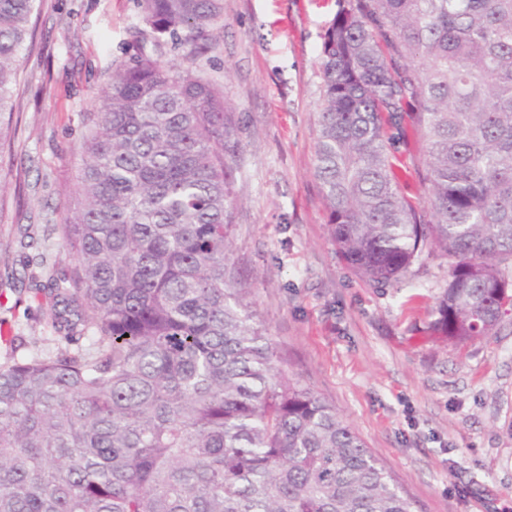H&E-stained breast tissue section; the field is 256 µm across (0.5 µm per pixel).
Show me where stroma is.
Returning a JSON list of instances; mask_svg holds the SVG:
<instances>
[{"instance_id":"stroma-1","label":"stroma","mask_w":512,"mask_h":512,"mask_svg":"<svg viewBox=\"0 0 512 512\" xmlns=\"http://www.w3.org/2000/svg\"><path fill=\"white\" fill-rule=\"evenodd\" d=\"M336 0H224L208 50L153 32L138 0H37L21 53L11 140L0 149V364L64 350L23 264L18 229L56 224L76 185L84 118L116 64L143 52L201 71L232 108L229 259L288 378L332 404L413 512H512V323L463 347L429 339L453 260L426 251L386 286L333 245L313 175L318 55ZM394 156L428 215L426 143L411 117Z\"/></svg>"}]
</instances>
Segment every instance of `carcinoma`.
I'll use <instances>...</instances> for the list:
<instances>
[{"mask_svg": "<svg viewBox=\"0 0 512 512\" xmlns=\"http://www.w3.org/2000/svg\"><path fill=\"white\" fill-rule=\"evenodd\" d=\"M36 0H0V142ZM319 52L314 176L336 252L399 280L454 258L432 330L466 345L512 321V0H338ZM200 49L222 0H138ZM415 108L431 219L387 128ZM230 107L139 53L86 117L75 191L44 226L74 261L38 291L67 344L0 366V512H412L336 408L282 377L228 264ZM26 264L45 268L29 229Z\"/></svg>", "mask_w": 512, "mask_h": 512, "instance_id": "1", "label": "carcinoma"}]
</instances>
